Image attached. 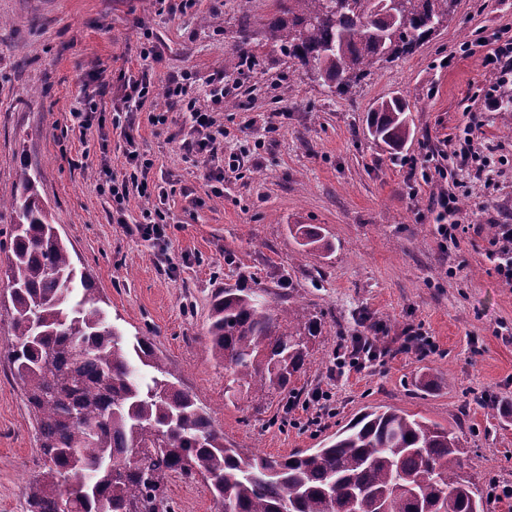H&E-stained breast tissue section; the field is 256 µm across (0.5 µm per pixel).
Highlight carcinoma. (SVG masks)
<instances>
[{"mask_svg":"<svg viewBox=\"0 0 512 512\" xmlns=\"http://www.w3.org/2000/svg\"><path fill=\"white\" fill-rule=\"evenodd\" d=\"M455 0H276L267 39L346 95L382 62L411 53L448 20ZM406 102L368 118L373 139L411 137ZM15 214L5 253L13 339L4 359L36 424L41 462L24 487L27 512H162L172 475L201 476L222 512H485L462 478L455 433L416 415L372 407L319 448L267 456L224 442L207 410L146 339L106 322L92 278L51 224L36 173L23 167L0 209ZM301 245L327 252L318 227ZM264 288H224L211 300L208 350L225 390L286 391L320 324L274 305ZM153 375L135 377L138 365Z\"/></svg>","mask_w":512,"mask_h":512,"instance_id":"obj_1","label":"carcinoma"}]
</instances>
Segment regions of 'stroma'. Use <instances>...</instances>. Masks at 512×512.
I'll return each mask as SVG.
<instances>
[{
  "instance_id": "obj_1",
  "label": "stroma",
  "mask_w": 512,
  "mask_h": 512,
  "mask_svg": "<svg viewBox=\"0 0 512 512\" xmlns=\"http://www.w3.org/2000/svg\"><path fill=\"white\" fill-rule=\"evenodd\" d=\"M274 0H198L184 13L157 0H0V198L20 164L38 175L62 240L90 274L109 323L149 339L236 448L284 456L319 447L363 409L390 407L450 427L465 450L461 475L487 497L486 512H512V288L485 258L491 227L512 224V112H487V42L512 30V0H456L444 27L412 54L375 69L338 96L263 37ZM152 32L157 59L138 55ZM248 39L251 67H224ZM149 69L153 104L136 112L135 134L150 183L166 186L167 238L127 233L149 199L130 193L126 224L98 188L102 167L129 168L115 130L119 72ZM188 74L190 96L224 129L215 193L209 163L169 141L189 132L165 96ZM223 76V102L209 98ZM99 89L97 113L112 130L74 128L71 113ZM402 97L413 133L398 149L374 141L367 116ZM163 111L166 122L154 121ZM275 114L273 129L257 120ZM484 157L498 173L485 187L447 151L472 114ZM431 155L446 179L423 183L410 161ZM457 183L469 230L443 248L432 199ZM320 227L332 249L300 246L289 227ZM268 290L270 300L321 322L301 374L286 392L224 394V369L206 345L210 299L223 288ZM425 347L401 348L405 327ZM374 331L380 358L338 367L344 337ZM38 468L35 423L0 362V512H26L23 488ZM171 512H221L202 478L168 481Z\"/></svg>"
}]
</instances>
